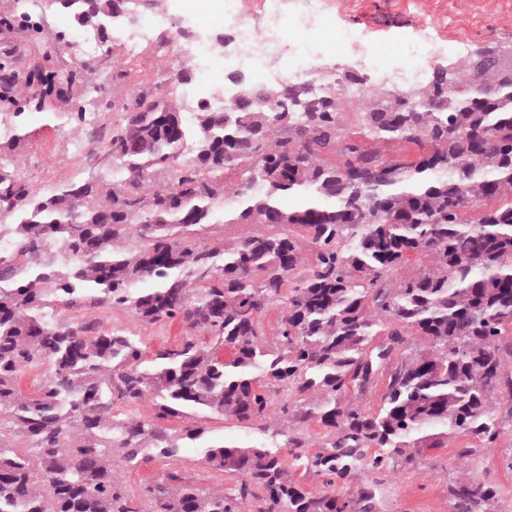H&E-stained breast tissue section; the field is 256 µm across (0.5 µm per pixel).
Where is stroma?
I'll use <instances>...</instances> for the list:
<instances>
[{"mask_svg": "<svg viewBox=\"0 0 512 512\" xmlns=\"http://www.w3.org/2000/svg\"><path fill=\"white\" fill-rule=\"evenodd\" d=\"M192 4L196 19L181 15L183 4ZM170 16L167 23L157 25L150 40L143 46L136 61H129L123 43L105 48L91 45L92 61L100 62L94 82L100 86V97L108 102L107 110L99 112L97 127L112 123L114 104L120 103L133 86H155L170 82L183 67L189 66L193 44L182 36V29L201 26L207 36L222 32L218 0H167ZM304 12L324 18V25L312 34L313 42L332 48L333 53L321 60L324 69L359 64L361 73H370L371 56L387 59L403 49L422 45L440 59H456L482 50L512 53V0H302ZM81 40L70 13L64 10L50 15L41 39H31L20 27H0V57L9 56L18 74L34 67L65 71L71 68L70 51L56 40L57 34ZM115 57V64L105 63V55ZM125 70L124 78L112 76L113 65ZM57 101L45 103L42 110L30 112L26 122V138L17 156L19 171L31 182L54 188L80 179L85 161L77 141H91L92 129L74 133L70 127L50 120L57 111ZM63 315L75 321L98 319L106 328L119 327L143 336L149 350L175 346L186 336L179 324L159 322L145 325L132 315L107 307L91 308L83 304L63 307ZM461 440L447 447L428 451L423 467L413 473L382 472L369 477L355 472L345 481L346 489H371L374 497L369 512H453L448 496L458 453L464 448ZM512 448V435H504L495 448H484L466 461L475 475L492 481L498 489V512H512V473L501 465L503 452ZM177 467L182 476L204 489L227 488L229 477L212 470L199 449H183L175 464L155 460L135 469L121 471L120 476L134 499L138 512H153V505L143 494L146 485L163 478L170 467Z\"/></svg>", "mask_w": 512, "mask_h": 512, "instance_id": "1", "label": "stroma"}]
</instances>
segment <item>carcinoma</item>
I'll list each match as a JSON object with an SVG mask.
<instances>
[{
	"mask_svg": "<svg viewBox=\"0 0 512 512\" xmlns=\"http://www.w3.org/2000/svg\"><path fill=\"white\" fill-rule=\"evenodd\" d=\"M58 5L105 45L160 0H11L0 26L38 37ZM430 68L411 107L385 82L351 94L333 78L189 110L171 98L184 69L130 89L85 176L47 191L15 168L27 105L53 95L55 120L91 125L93 67L38 66L40 87L17 90L0 58V512H137L118 471L189 446L235 485L170 472L144 489L154 512H358L371 492L336 487L355 471H416L453 440L497 446L512 426V70ZM219 224L267 230L216 243ZM84 298L200 335L151 356L133 332L60 314ZM379 383L364 410L354 393ZM146 401V420L123 412ZM192 413L247 439L165 427ZM296 421L322 425L321 450L306 454ZM290 459L330 490H304ZM448 493L454 512H496L485 478L459 469Z\"/></svg>",
	"mask_w": 512,
	"mask_h": 512,
	"instance_id": "1",
	"label": "carcinoma"
}]
</instances>
